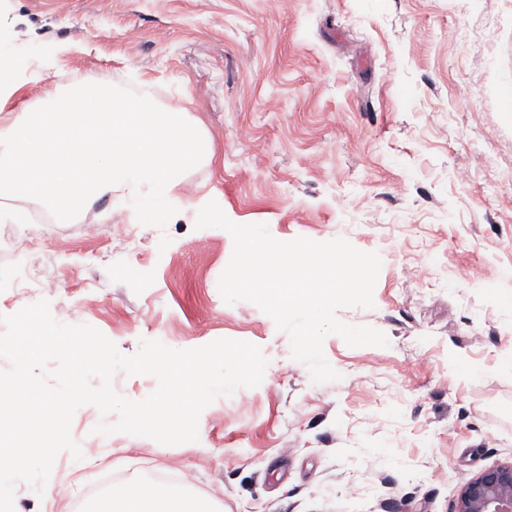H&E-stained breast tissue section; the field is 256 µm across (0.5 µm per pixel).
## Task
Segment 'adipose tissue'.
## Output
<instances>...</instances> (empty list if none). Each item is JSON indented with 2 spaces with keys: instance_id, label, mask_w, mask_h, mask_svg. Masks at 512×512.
<instances>
[{
  "instance_id": "adipose-tissue-1",
  "label": "adipose tissue",
  "mask_w": 512,
  "mask_h": 512,
  "mask_svg": "<svg viewBox=\"0 0 512 512\" xmlns=\"http://www.w3.org/2000/svg\"><path fill=\"white\" fill-rule=\"evenodd\" d=\"M15 53L0 47V189L36 198L65 220L101 198L153 221L184 201L190 167L212 158L209 140L185 113L158 111L99 89L9 114L18 92ZM98 512H207L179 487L117 482Z\"/></svg>"
}]
</instances>
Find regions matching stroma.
<instances>
[{"mask_svg":"<svg viewBox=\"0 0 512 512\" xmlns=\"http://www.w3.org/2000/svg\"><path fill=\"white\" fill-rule=\"evenodd\" d=\"M0 45L21 62L9 111L94 86L186 113L214 162L188 173L192 204L145 224L108 200L62 222L24 194L25 254L38 285L13 282L0 223V315L45 299L125 355L145 340L183 350L258 346L267 379L220 397L198 439L163 445L94 434L92 405L57 456L61 492L16 489L15 512H83L103 479L177 484L213 512H455L460 487L512 459V0H0ZM217 202L280 241L347 240L382 259L373 307L344 323L387 346L328 336L339 381L316 384L256 304L226 303L234 243L196 228ZM457 281L422 289L401 268L423 251Z\"/></svg>","mask_w":512,"mask_h":512,"instance_id":"stroma-1","label":"stroma"}]
</instances>
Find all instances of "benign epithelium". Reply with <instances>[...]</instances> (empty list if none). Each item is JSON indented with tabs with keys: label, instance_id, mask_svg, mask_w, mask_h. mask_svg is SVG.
Segmentation results:
<instances>
[{
	"label": "benign epithelium",
	"instance_id": "obj_1",
	"mask_svg": "<svg viewBox=\"0 0 512 512\" xmlns=\"http://www.w3.org/2000/svg\"><path fill=\"white\" fill-rule=\"evenodd\" d=\"M457 512H512V461L485 469L465 483Z\"/></svg>",
	"mask_w": 512,
	"mask_h": 512
}]
</instances>
